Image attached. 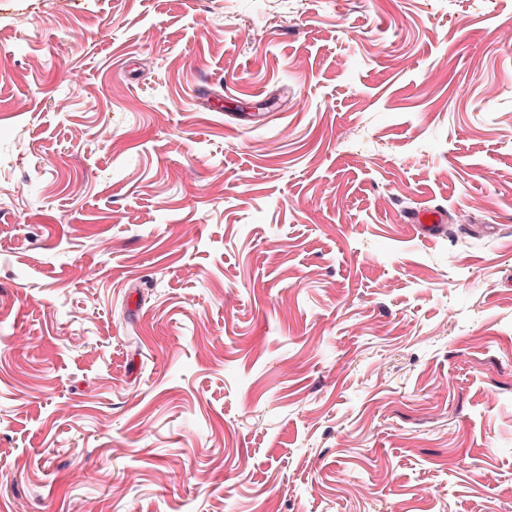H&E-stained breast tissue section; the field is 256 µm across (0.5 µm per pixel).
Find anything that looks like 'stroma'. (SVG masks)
Masks as SVG:
<instances>
[{
  "instance_id": "stroma-1",
  "label": "stroma",
  "mask_w": 512,
  "mask_h": 512,
  "mask_svg": "<svg viewBox=\"0 0 512 512\" xmlns=\"http://www.w3.org/2000/svg\"><path fill=\"white\" fill-rule=\"evenodd\" d=\"M0 512H512V0H0ZM406 224L417 231L428 234H440L445 228V215L438 207H424L414 210L406 216Z\"/></svg>"
}]
</instances>
